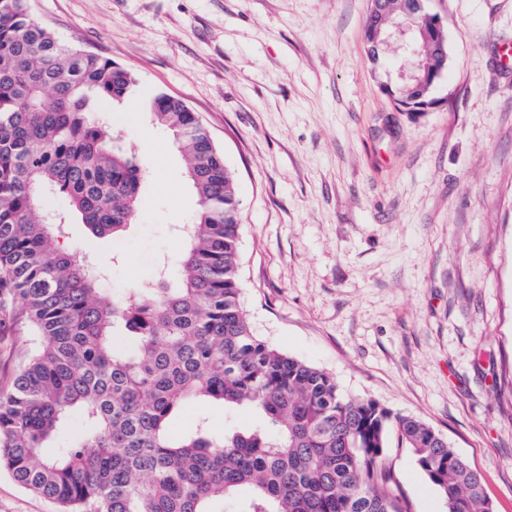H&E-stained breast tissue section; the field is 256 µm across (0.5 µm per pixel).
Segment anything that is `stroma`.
Wrapping results in <instances>:
<instances>
[{
  "instance_id": "35a3bbf8",
  "label": "stroma",
  "mask_w": 512,
  "mask_h": 512,
  "mask_svg": "<svg viewBox=\"0 0 512 512\" xmlns=\"http://www.w3.org/2000/svg\"><path fill=\"white\" fill-rule=\"evenodd\" d=\"M33 16L132 71L112 131L148 178L119 240L67 246L106 267L113 297L178 257L171 227L195 197L145 104L165 93L200 118L236 176L240 277L257 336L441 434L512 512V0H428L447 70L425 112L396 111L367 56L370 0H30ZM257 424L192 404L181 436ZM387 462L409 512H447L396 430ZM0 512H57L0 472Z\"/></svg>"
}]
</instances>
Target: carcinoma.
Listing matches in <instances>:
<instances>
[{"mask_svg": "<svg viewBox=\"0 0 512 512\" xmlns=\"http://www.w3.org/2000/svg\"><path fill=\"white\" fill-rule=\"evenodd\" d=\"M374 34L423 0H380ZM447 68L421 50L420 78ZM111 59L64 42L29 0H0V348L18 326L28 348L0 384V469L59 512H407L387 464L395 427L448 512H493L481 477L423 421L346 395L331 374L260 340L240 299L241 203L233 172L196 113L165 94L153 121L184 152L194 221L178 224L175 267L118 299L101 296L103 267L64 247L78 220L95 238L127 234L147 174L117 144L112 106L135 90ZM432 81L390 86L397 105L432 102ZM246 406L254 427L215 434L206 418L173 437L191 403ZM79 437L46 451L73 419Z\"/></svg>", "mask_w": 512, "mask_h": 512, "instance_id": "carcinoma-1", "label": "carcinoma"}]
</instances>
